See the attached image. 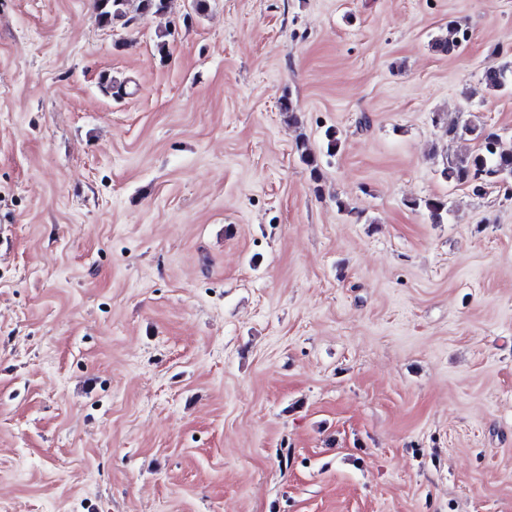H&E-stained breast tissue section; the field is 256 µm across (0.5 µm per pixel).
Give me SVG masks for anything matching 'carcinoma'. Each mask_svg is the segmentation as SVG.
Masks as SVG:
<instances>
[{
    "mask_svg": "<svg viewBox=\"0 0 512 512\" xmlns=\"http://www.w3.org/2000/svg\"><path fill=\"white\" fill-rule=\"evenodd\" d=\"M137 2L135 11L140 15L161 14L168 11L172 0H96L98 20L104 26L125 19L130 2ZM469 39L468 29L456 22L448 23L445 32L431 42V50L439 55L458 53ZM480 84L488 94L512 87V62L487 63ZM445 134L455 140L474 141L476 146L445 158L442 175L457 185H472L479 191L486 186L504 183L512 187V142H508L492 127L470 122L455 123L445 128ZM432 220L439 223L447 212L444 200H423Z\"/></svg>",
    "mask_w": 512,
    "mask_h": 512,
    "instance_id": "obj_1",
    "label": "carcinoma"
}]
</instances>
